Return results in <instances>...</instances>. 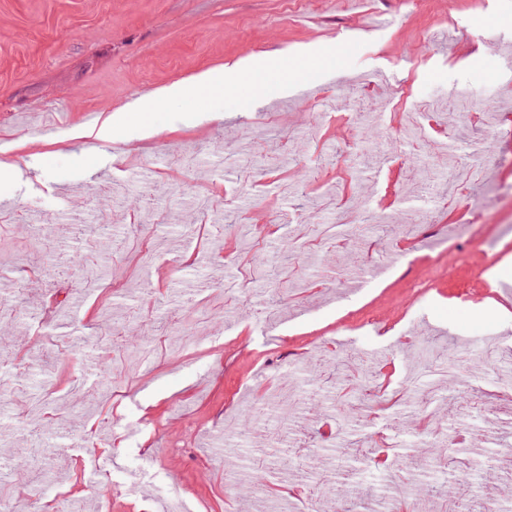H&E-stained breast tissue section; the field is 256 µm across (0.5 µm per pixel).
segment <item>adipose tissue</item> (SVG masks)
<instances>
[{
	"label": "adipose tissue",
	"mask_w": 512,
	"mask_h": 512,
	"mask_svg": "<svg viewBox=\"0 0 512 512\" xmlns=\"http://www.w3.org/2000/svg\"><path fill=\"white\" fill-rule=\"evenodd\" d=\"M343 49L307 45L289 57L271 55L262 60L243 59L234 66L237 77L245 82L252 95L266 96L273 87L287 83L292 76L308 71L312 63L323 66L341 64ZM200 98L208 103L212 114L222 111L224 99V70L217 67L202 71L187 81L163 86L152 93L127 103L117 113L103 114L92 125L76 130L79 138L90 143H109L117 137H148L156 128L146 120L147 113L160 112L175 101Z\"/></svg>",
	"instance_id": "ef3b65f1"
}]
</instances>
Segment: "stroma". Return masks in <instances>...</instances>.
<instances>
[{
    "instance_id": "35a3bbf8",
    "label": "stroma",
    "mask_w": 512,
    "mask_h": 512,
    "mask_svg": "<svg viewBox=\"0 0 512 512\" xmlns=\"http://www.w3.org/2000/svg\"><path fill=\"white\" fill-rule=\"evenodd\" d=\"M309 44L345 49L343 66L264 101L227 75L223 119L189 122L178 103L154 114L161 135L81 164L84 113ZM433 99L440 111H426ZM58 109L66 152L15 153L21 175L0 192V244L18 260L0 298L19 317L0 350V448L29 447V403L46 390L87 409L43 415L74 448L0 471L9 512H162L176 497L194 512H310L325 474L351 512H395L392 457L438 442L445 461L408 460V482L454 486L469 512L492 469L512 512V354L480 356L512 320L453 298L512 254V148L490 136L512 132V0H0V143ZM411 112L422 130L407 138ZM473 209L483 221L470 226ZM20 224L78 250L99 288L76 271L32 275ZM105 310L113 325H98ZM135 335L146 355L129 370ZM422 336L460 364L457 379L403 386ZM311 368L315 402L278 427L269 393ZM465 387L486 406L465 408ZM282 434L288 474L242 498L245 458L276 452ZM374 448L389 462L363 461Z\"/></svg>"
}]
</instances>
